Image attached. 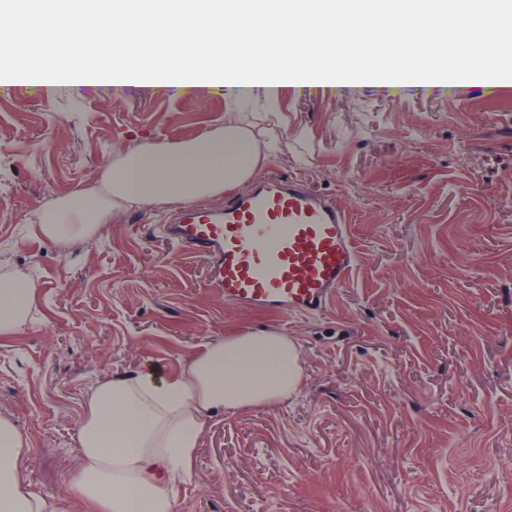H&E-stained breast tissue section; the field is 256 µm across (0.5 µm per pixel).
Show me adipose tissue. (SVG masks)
I'll list each match as a JSON object with an SVG mask.
<instances>
[{"instance_id":"adipose-tissue-1","label":"adipose tissue","mask_w":512,"mask_h":512,"mask_svg":"<svg viewBox=\"0 0 512 512\" xmlns=\"http://www.w3.org/2000/svg\"><path fill=\"white\" fill-rule=\"evenodd\" d=\"M382 0H109L68 15L71 56L86 76H103L95 54L104 30L112 32V54L127 76L141 70V59L126 43L127 31L157 25L173 11L176 25L156 38L157 64L149 86L186 94L199 89L223 92L226 100L248 97L276 107L292 89L348 85L357 68L328 69L306 44L289 45L279 34L264 50L267 65L255 68L235 36L243 25L265 22L270 12L290 9L298 32L320 37L324 20L349 16L369 25ZM437 31L419 55H400L401 69L377 59L393 83L409 84L434 71L436 49L446 44ZM506 40L470 56L458 44L463 67L457 78L487 71L504 79ZM274 131L227 113L223 122L199 136L176 142L138 140L112 155V163L91 188L51 199L43 205L37 232L59 245L108 233L132 210L221 201L245 189L271 155ZM40 290L21 271L0 269V337L38 323ZM302 385L296 342L267 328L215 338L181 369L157 376L140 370L105 377L85 393L87 413L77 435L79 459L63 475L65 496L30 491L19 461L30 443L7 416H0V512H179L182 482L195 470L199 448L213 419L286 402Z\"/></svg>"}]
</instances>
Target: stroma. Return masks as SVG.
Instances as JSON below:
<instances>
[{"label":"stroma","instance_id":"35a3bbf8","mask_svg":"<svg viewBox=\"0 0 512 512\" xmlns=\"http://www.w3.org/2000/svg\"><path fill=\"white\" fill-rule=\"evenodd\" d=\"M69 84L49 97L38 71ZM84 78L69 53L0 51V264L41 290V324L0 338V415L30 439V489L62 497L84 394L126 371L178 369L209 339H295L288 402L215 418L182 512H512V97L466 83L291 94L265 173L296 175L347 210L363 262L318 316L226 304L202 256L159 234L161 209L59 246L37 234L52 197L84 189L129 137L193 138L222 94Z\"/></svg>","mask_w":512,"mask_h":512}]
</instances>
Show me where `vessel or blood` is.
I'll return each mask as SVG.
<instances>
[{
    "label": "vessel or blood",
    "instance_id": "b4317fda",
    "mask_svg": "<svg viewBox=\"0 0 512 512\" xmlns=\"http://www.w3.org/2000/svg\"><path fill=\"white\" fill-rule=\"evenodd\" d=\"M392 29L396 40L377 42L374 54L412 45L410 22ZM163 234L208 257L209 282L225 303L280 316L327 310L362 260L346 210L300 177L269 176L220 210H181Z\"/></svg>",
    "mask_w": 512,
    "mask_h": 512
}]
</instances>
